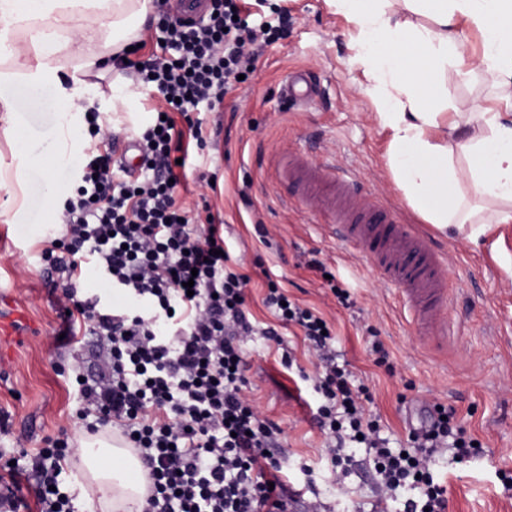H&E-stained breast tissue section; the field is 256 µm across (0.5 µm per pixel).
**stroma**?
Instances as JSON below:
<instances>
[{
    "label": "stroma",
    "mask_w": 512,
    "mask_h": 512,
    "mask_svg": "<svg viewBox=\"0 0 512 512\" xmlns=\"http://www.w3.org/2000/svg\"><path fill=\"white\" fill-rule=\"evenodd\" d=\"M253 24L277 22L288 14L287 31L261 49L255 72L236 84L220 112L201 111L203 132L216 123L229 128L228 139L191 153L199 174L215 175L218 188L207 198L224 219V246L241 272L252 274L247 304L257 327L274 324L264 306L265 279L278 281L289 296L319 310L336 333L335 346L357 382L369 388L373 410L391 447L405 440V428L423 404L437 401L455 409L484 455L476 461L441 465L448 488V512H512V492L504 491L501 473L512 474V223L492 226L480 248L465 235L437 234L446 256L452 293L449 315L453 336L447 344L426 337L400 310L398 288L380 280L363 252L343 244L333 227L316 223L282 177L289 155L310 163L334 165L354 181L367 199L395 209L408 224L420 216L408 205L389 171L390 136L376 118L374 85L351 45V26L326 0H244ZM313 74L315 94L306 106L287 104L282 88L294 72ZM93 107L100 122L113 126L115 140L97 142L80 124L65 154H57L51 134L58 123L55 90L40 95L23 84L0 88V315L9 305L24 309L28 323L17 339L0 337V465L48 447L51 441L78 442L85 420L78 414L76 358L99 352L96 337L66 335L68 317L57 303L66 278L47 272L42 251L47 240L61 237L60 214L74 195L76 166L93 148L121 155L140 127L151 122L149 92L135 87L131 108L112 109V78L98 81ZM448 101L463 112L499 108L490 75L474 71L466 80L449 78ZM19 124L34 143L45 145L52 165L32 159L17 164L15 143L5 128ZM54 203H47V192ZM338 284L351 295L342 307L330 291ZM74 284L80 296L99 297L103 306L126 309L94 263H86ZM378 332L391 354L394 374L373 363L370 332ZM248 363L246 393L283 429L288 466L283 474L305 501H321L325 512H372L377 502L375 478L360 464L337 480L323 451L324 436L313 422L318 397L298 369L314 373L312 358L299 331L283 330L280 341L260 334L243 343ZM290 352L295 368L282 361ZM308 465L303 475L300 465Z\"/></svg>",
    "instance_id": "35a3bbf8"
}]
</instances>
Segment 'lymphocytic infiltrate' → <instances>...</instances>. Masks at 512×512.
I'll return each instance as SVG.
<instances>
[{
    "mask_svg": "<svg viewBox=\"0 0 512 512\" xmlns=\"http://www.w3.org/2000/svg\"><path fill=\"white\" fill-rule=\"evenodd\" d=\"M275 37L250 26L237 0H211L201 22L163 18L157 35L163 54L137 61L113 56L119 70L134 71L159 101L152 123L135 139L143 168L118 180L110 153H86L61 215L65 253L44 250L51 267L72 276L94 256L112 287L151 307L146 315L114 312L74 288L63 291L68 311L107 347L99 382L81 381L78 398L91 418L88 433L118 427L141 459L147 492L139 512H288L296 499L279 478L283 431L244 392L242 341L255 330L246 307L251 277L224 249L220 214L207 203L187 210L176 197L185 158L207 145L194 112L202 105L223 109L239 75L255 71L260 41ZM266 288L264 304L278 327H298L315 360V419L333 471L348 475L351 449L364 447L383 493L393 498L407 491L402 512H447L440 457L453 464L483 452L455 410L425 405L405 448H390L369 390L336 362L328 322L289 299L278 282L267 280ZM278 327L263 333L276 337ZM71 454L58 441L29 456L26 467L37 482L31 503L20 494L17 466H0V512H75L59 489Z\"/></svg>",
    "mask_w": 512,
    "mask_h": 512,
    "instance_id": "obj_1",
    "label": "lymphocytic infiltrate"
}]
</instances>
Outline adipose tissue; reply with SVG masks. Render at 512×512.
Masks as SVG:
<instances>
[{"label": "adipose tissue", "mask_w": 512, "mask_h": 512, "mask_svg": "<svg viewBox=\"0 0 512 512\" xmlns=\"http://www.w3.org/2000/svg\"><path fill=\"white\" fill-rule=\"evenodd\" d=\"M353 25L358 59L385 93L376 99L377 119L392 132L389 168L408 204L439 230L456 228L477 241L490 224L512 222V0H329ZM103 0H0V53L12 57L0 71V84H25L36 91L58 89L62 113L57 146L66 149L81 112L64 87L58 54L81 59L85 71L107 64L108 54L87 56L84 48ZM116 35L112 51L120 52L135 37L152 10V0H112ZM428 22L417 25L410 14ZM83 25L63 37L36 34L29 42H12L16 24L37 18ZM477 30L483 51L477 66L491 72L504 111H450L443 83L447 69L468 78L474 65L465 55V32ZM421 50L425 66H411L407 50ZM486 126L487 134L451 142L460 124ZM82 475L113 501L139 503L145 494L138 457L102 437L80 441Z\"/></svg>", "instance_id": "obj_1"}]
</instances>
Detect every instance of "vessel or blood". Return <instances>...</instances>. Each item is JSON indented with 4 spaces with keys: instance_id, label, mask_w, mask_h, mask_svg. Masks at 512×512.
Wrapping results in <instances>:
<instances>
[{
    "instance_id": "obj_1",
    "label": "vessel or blood",
    "mask_w": 512,
    "mask_h": 512,
    "mask_svg": "<svg viewBox=\"0 0 512 512\" xmlns=\"http://www.w3.org/2000/svg\"><path fill=\"white\" fill-rule=\"evenodd\" d=\"M315 91L307 75L294 76L284 95L294 104L306 101ZM288 175L306 184L316 180L317 171L297 155L288 158ZM336 201L307 197L306 202L320 222L334 225L342 241L360 248L371 260L377 275L398 287L404 306L424 334L447 341L451 334L446 303L449 299L444 257L432 246L429 236L409 224H399L390 214L379 222L365 220L364 205L343 179L335 185Z\"/></svg>"
}]
</instances>
